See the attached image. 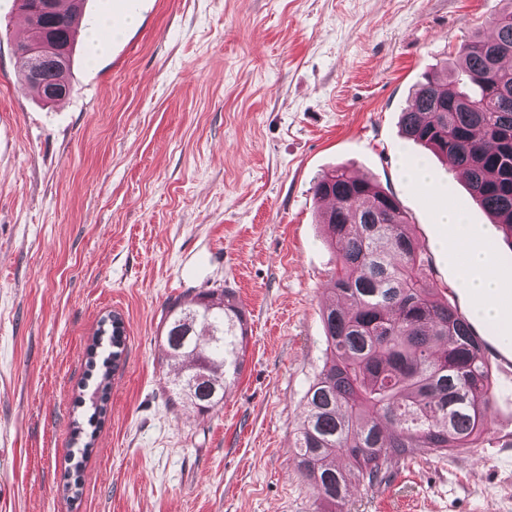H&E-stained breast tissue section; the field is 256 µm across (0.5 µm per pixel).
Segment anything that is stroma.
<instances>
[{
    "mask_svg": "<svg viewBox=\"0 0 512 512\" xmlns=\"http://www.w3.org/2000/svg\"><path fill=\"white\" fill-rule=\"evenodd\" d=\"M500 0H84L68 79L22 85L0 0V512H317L293 465L336 256L318 177L343 165L406 213L428 277L470 313L437 213L488 223L453 167L401 133L428 73ZM430 169L423 188L407 164ZM230 288L251 334L221 409L172 407L160 336L176 298ZM126 347L81 494L62 493L100 320ZM492 444L392 462L345 512H512V377Z\"/></svg>",
    "mask_w": 512,
    "mask_h": 512,
    "instance_id": "1",
    "label": "stroma"
}]
</instances>
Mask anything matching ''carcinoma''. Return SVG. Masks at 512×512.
I'll use <instances>...</instances> for the list:
<instances>
[{
	"mask_svg": "<svg viewBox=\"0 0 512 512\" xmlns=\"http://www.w3.org/2000/svg\"><path fill=\"white\" fill-rule=\"evenodd\" d=\"M54 11L44 30L73 46L78 4ZM492 15L489 31L458 50L460 68L427 75L401 116L404 137L445 158L498 224L512 247V0ZM54 57L42 60L38 97L71 92ZM331 202L322 213L336 268L333 299L323 311L331 362L308 388L295 435V465L317 497L344 508L354 483L370 486L389 465L418 455H443L491 442L487 412L492 372L472 340L468 317L438 298L428 283L430 260L408 230L395 198L368 178L339 166L314 185ZM246 319L234 292L177 299L161 332L163 359L173 368L172 405L214 410L239 374ZM125 350V327L103 318L87 352V377L99 393L93 415L104 416L111 375ZM82 422L72 421L77 446L63 492L78 495L79 473L92 451Z\"/></svg>",
	"mask_w": 512,
	"mask_h": 512,
	"instance_id": "1",
	"label": "carcinoma"
}]
</instances>
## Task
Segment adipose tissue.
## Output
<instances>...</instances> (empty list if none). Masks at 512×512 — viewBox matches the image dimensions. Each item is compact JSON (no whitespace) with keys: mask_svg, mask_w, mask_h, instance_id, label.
<instances>
[{"mask_svg":"<svg viewBox=\"0 0 512 512\" xmlns=\"http://www.w3.org/2000/svg\"><path fill=\"white\" fill-rule=\"evenodd\" d=\"M442 222L462 255L459 285L475 302L476 314L499 324L503 338L512 343V310L508 309L507 286L512 275L498 270L491 255L475 246V231L455 212L443 214Z\"/></svg>","mask_w":512,"mask_h":512,"instance_id":"adipose-tissue-1","label":"adipose tissue"}]
</instances>
